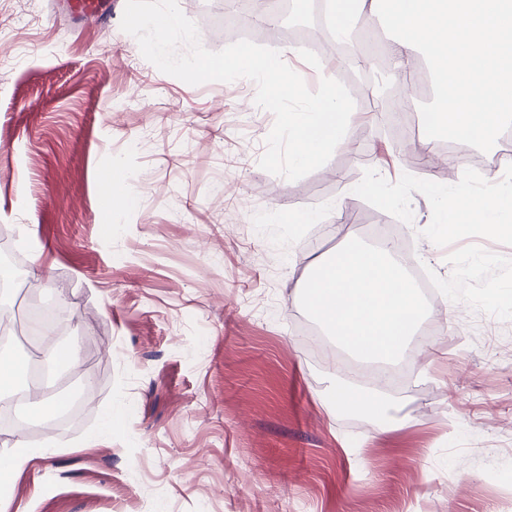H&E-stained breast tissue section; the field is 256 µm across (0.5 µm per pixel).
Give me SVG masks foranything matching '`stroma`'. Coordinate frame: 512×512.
<instances>
[{
	"mask_svg": "<svg viewBox=\"0 0 512 512\" xmlns=\"http://www.w3.org/2000/svg\"><path fill=\"white\" fill-rule=\"evenodd\" d=\"M83 20L69 0H0L11 27L0 65V228L25 254L31 225L51 278L9 302L61 305L56 372L94 403L56 429L53 453L15 474L0 512H512V237L469 225L438 237L442 196L488 168H512V126L448 168L429 135L404 146L374 99L429 73L422 47L405 69L365 72L333 40L310 47L247 20L233 37L224 0L186 15L205 47L231 39L277 49L309 89L336 77L355 108L346 143L297 181L262 170L273 115L256 86L187 84L145 60L120 28ZM436 154L441 164L425 167ZM121 166L132 201L105 206L102 177ZM389 189L370 190L372 178ZM315 222L289 235L290 221ZM383 224L410 245L438 292L414 336L402 384L384 383L409 424L387 429L328 406L352 361L302 310L315 260ZM487 259L467 279L473 256ZM459 294L456 313L445 292ZM117 413L111 433L99 431Z\"/></svg>",
	"mask_w": 512,
	"mask_h": 512,
	"instance_id": "obj_1",
	"label": "stroma"
}]
</instances>
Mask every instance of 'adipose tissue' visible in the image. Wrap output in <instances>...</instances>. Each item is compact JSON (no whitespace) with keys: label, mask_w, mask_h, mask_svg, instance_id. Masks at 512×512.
Listing matches in <instances>:
<instances>
[{"label":"adipose tissue","mask_w":512,"mask_h":512,"mask_svg":"<svg viewBox=\"0 0 512 512\" xmlns=\"http://www.w3.org/2000/svg\"><path fill=\"white\" fill-rule=\"evenodd\" d=\"M387 25L399 49L423 47L438 86L429 120L455 142L449 157L461 164L478 144L494 142L512 121V0H390ZM490 191L474 195L467 185L453 192L449 223L454 234L481 224L490 236H512V183L486 177ZM27 360L0 357V402L21 399L29 422L46 420L63 406L60 397L32 386ZM330 401L340 410L385 420L389 428L406 425V417L390 415L387 396L355 384L337 382Z\"/></svg>","instance_id":"obj_1"}]
</instances>
